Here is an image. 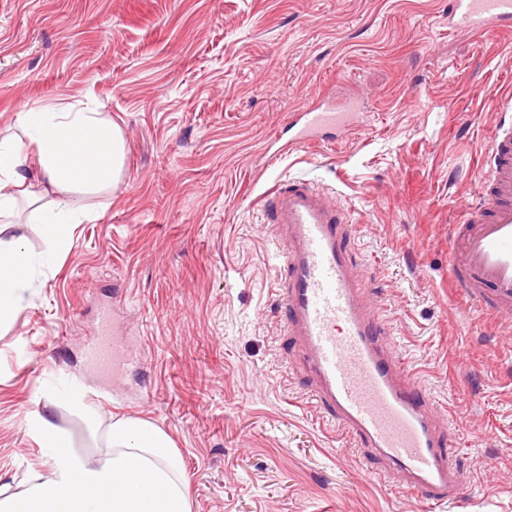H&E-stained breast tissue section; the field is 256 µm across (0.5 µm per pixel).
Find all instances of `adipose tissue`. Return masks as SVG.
Listing matches in <instances>:
<instances>
[{"mask_svg": "<svg viewBox=\"0 0 512 512\" xmlns=\"http://www.w3.org/2000/svg\"><path fill=\"white\" fill-rule=\"evenodd\" d=\"M123 157L121 128L90 103H28L18 112L15 133L0 139V331L16 322L39 267L68 251L79 224L97 219V212L73 208L71 196L110 192L123 176ZM23 200L43 226L44 257L29 251L20 231ZM55 405L47 400L33 425L54 464L51 473L33 470L19 484H0V512H191L174 443L163 429L144 419L103 423L75 399L69 406L86 424L85 449L55 423Z\"/></svg>", "mask_w": 512, "mask_h": 512, "instance_id": "ef3b65f1", "label": "adipose tissue"}]
</instances>
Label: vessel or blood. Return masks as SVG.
I'll return each mask as SVG.
<instances>
[{"mask_svg":"<svg viewBox=\"0 0 512 512\" xmlns=\"http://www.w3.org/2000/svg\"><path fill=\"white\" fill-rule=\"evenodd\" d=\"M448 28L481 37L512 32V0H448ZM499 120L485 155L478 200L455 225L448 275L468 302L512 316V96L498 99ZM289 147L354 130L347 113L306 105L293 113ZM265 210L285 245V326L313 384V397L357 447L369 449L381 477L428 504L458 495L463 470L435 421L437 410L406 370L393 340L353 275L341 226L345 214L329 195L298 183L273 188ZM109 313L89 336L94 366L129 355L110 331Z\"/></svg>","mask_w":512,"mask_h":512,"instance_id":"1","label":"vessel or blood"}]
</instances>
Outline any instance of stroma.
<instances>
[{"label": "stroma", "mask_w": 512, "mask_h": 512, "mask_svg": "<svg viewBox=\"0 0 512 512\" xmlns=\"http://www.w3.org/2000/svg\"><path fill=\"white\" fill-rule=\"evenodd\" d=\"M448 0H0V132L28 102L92 103L124 134L97 220L0 333V477L52 462L28 422L54 371L103 421L173 440L191 512H512V321L448 280L451 227L475 200L512 92V35L448 29ZM363 93L334 142L271 161L291 112ZM305 182L353 227L350 259L405 366L448 417L467 473L436 506L323 424L279 309L262 199ZM133 358L84 346L103 309Z\"/></svg>", "instance_id": "obj_1"}]
</instances>
